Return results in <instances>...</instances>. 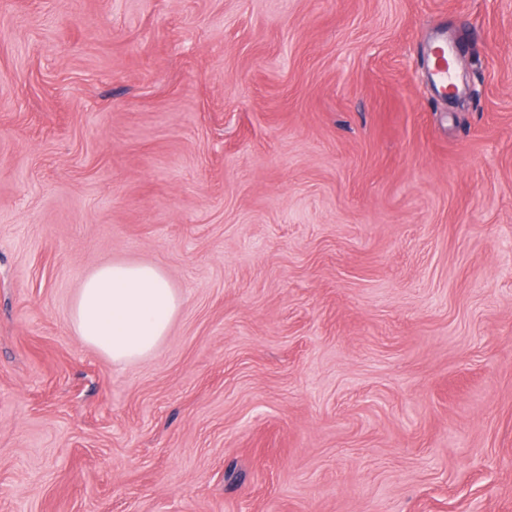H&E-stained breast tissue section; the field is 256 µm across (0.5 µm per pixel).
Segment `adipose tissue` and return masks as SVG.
Segmentation results:
<instances>
[{
	"instance_id": "ef3b65f1",
	"label": "adipose tissue",
	"mask_w": 512,
	"mask_h": 512,
	"mask_svg": "<svg viewBox=\"0 0 512 512\" xmlns=\"http://www.w3.org/2000/svg\"><path fill=\"white\" fill-rule=\"evenodd\" d=\"M179 307V297L159 268L110 263L84 278L69 323L86 344L121 365L150 355Z\"/></svg>"
}]
</instances>
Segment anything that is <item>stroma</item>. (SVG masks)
<instances>
[{
  "label": "stroma",
  "instance_id": "stroma-1",
  "mask_svg": "<svg viewBox=\"0 0 512 512\" xmlns=\"http://www.w3.org/2000/svg\"><path fill=\"white\" fill-rule=\"evenodd\" d=\"M0 512H512V0H0ZM180 303L159 268L110 263L84 278L69 323L86 344L113 364H127L147 357L158 347Z\"/></svg>",
  "mask_w": 512,
  "mask_h": 512
}]
</instances>
